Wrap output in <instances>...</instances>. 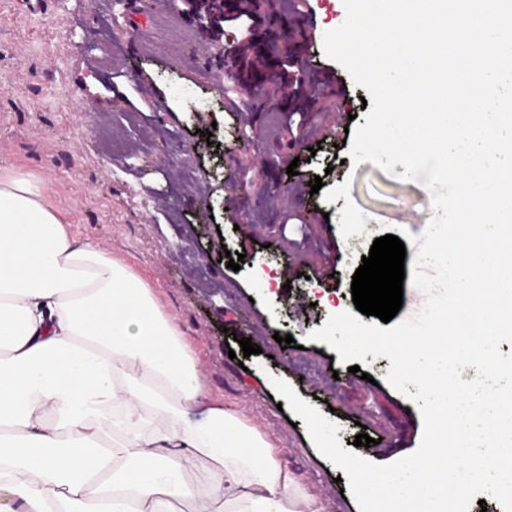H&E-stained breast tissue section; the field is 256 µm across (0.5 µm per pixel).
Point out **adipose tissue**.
Wrapping results in <instances>:
<instances>
[{
  "label": "adipose tissue",
  "instance_id": "1",
  "mask_svg": "<svg viewBox=\"0 0 512 512\" xmlns=\"http://www.w3.org/2000/svg\"><path fill=\"white\" fill-rule=\"evenodd\" d=\"M206 394L149 285L0 165V512H321L237 415L189 421Z\"/></svg>",
  "mask_w": 512,
  "mask_h": 512
}]
</instances>
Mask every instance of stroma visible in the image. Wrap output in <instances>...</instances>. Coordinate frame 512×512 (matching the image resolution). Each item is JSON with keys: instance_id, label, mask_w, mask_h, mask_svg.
Listing matches in <instances>:
<instances>
[{"instance_id": "stroma-1", "label": "stroma", "mask_w": 512, "mask_h": 512, "mask_svg": "<svg viewBox=\"0 0 512 512\" xmlns=\"http://www.w3.org/2000/svg\"><path fill=\"white\" fill-rule=\"evenodd\" d=\"M311 5L301 14L271 0L244 36L229 21L240 0H181L175 13L142 11L139 0H0V165L36 175L75 237L149 284L202 370L207 403L277 448L322 512H359L337 482L342 469L294 425L272 381L338 423L342 447L366 460L390 464L419 448L422 414L387 381L390 360L355 374L309 334L353 309L352 277L376 238L425 232L433 199L402 165L353 164L349 148L323 137L344 94L350 127L364 124L368 92L323 50L344 0ZM226 48L243 61V81L266 85L264 104L226 80ZM283 53L300 63L303 90L282 73ZM296 111L305 123L287 131L282 116ZM289 210L303 223L284 224ZM230 253L243 255L240 270L226 267ZM264 266L275 272L266 288ZM243 337L261 354L229 358ZM363 432L374 445L354 447Z\"/></svg>"}]
</instances>
